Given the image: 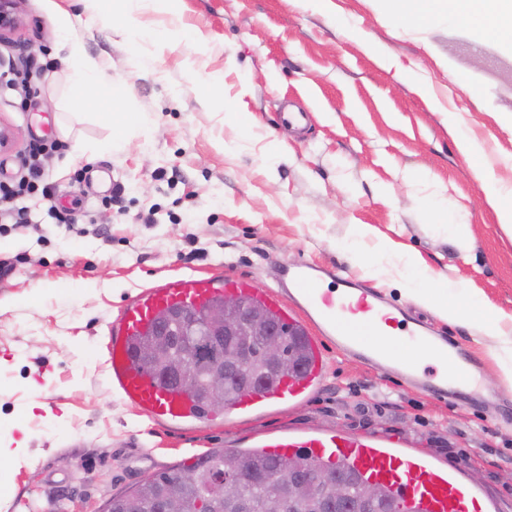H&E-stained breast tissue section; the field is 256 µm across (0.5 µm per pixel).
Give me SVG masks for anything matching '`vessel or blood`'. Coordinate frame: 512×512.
Masks as SVG:
<instances>
[{
    "label": "vessel or blood",
    "instance_id": "obj_1",
    "mask_svg": "<svg viewBox=\"0 0 512 512\" xmlns=\"http://www.w3.org/2000/svg\"><path fill=\"white\" fill-rule=\"evenodd\" d=\"M231 294L262 303L284 323L316 329L307 337L308 359L271 387L244 393L228 405L236 415H248L272 406L308 400L324 378L328 361L324 344L333 341L344 353L377 367H389L426 387L433 395L471 398L477 391L473 360L456 340L437 334L405 310L385 305L373 289L332 271L298 261L284 267L278 291L258 287L253 280L227 275L202 277L184 274L165 280L127 300L112 324L108 369L113 388L122 400L153 421L193 424L201 415L194 398L165 386L140 366L137 342L155 321L174 306L201 308ZM412 346L426 359H441L442 378L428 379L416 365L406 363L403 348ZM266 455L308 454L314 461L355 470L389 489L406 512H491L490 502L463 481L455 466H440L421 454L399 453L378 436L289 432L262 440Z\"/></svg>",
    "mask_w": 512,
    "mask_h": 512
}]
</instances>
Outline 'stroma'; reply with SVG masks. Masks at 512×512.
Masks as SVG:
<instances>
[{"label": "stroma", "instance_id": "stroma-1", "mask_svg": "<svg viewBox=\"0 0 512 512\" xmlns=\"http://www.w3.org/2000/svg\"><path fill=\"white\" fill-rule=\"evenodd\" d=\"M110 11L106 0H24L16 35L0 42V72L17 65L32 76L27 93L0 86V122L18 134L0 151V183L25 175L32 142L64 146L43 162L53 200L27 197L32 227L0 234V512H107L158 472L290 429L372 432L461 464L498 512H512V418L500 415L512 407V238L448 132L449 113H462L497 178L512 183V66L488 71L465 26L402 27L378 0H179L173 15L148 4L140 26H185L196 40H149L140 56ZM66 13L82 22L64 42ZM75 46L105 65L108 87L129 89L148 134H119L69 101L63 60ZM205 82L256 126L225 119L198 93ZM292 105L308 113L305 129L282 125ZM120 136L124 147L111 149ZM275 139L283 147L272 159ZM413 169L429 179L409 180ZM433 198L466 225L470 253L439 229ZM52 206L75 229L55 223ZM357 224L372 229L363 247L376 267L340 254ZM410 254L500 310L497 330L476 334L406 297ZM299 260L346 272L462 342L485 401L440 400L331 344L323 383L295 407L172 426L120 399L107 345L131 296L186 272L269 288Z\"/></svg>", "mask_w": 512, "mask_h": 512}]
</instances>
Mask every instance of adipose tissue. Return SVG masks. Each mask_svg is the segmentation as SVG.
<instances>
[{
  "instance_id": "adipose-tissue-1",
  "label": "adipose tissue",
  "mask_w": 512,
  "mask_h": 512,
  "mask_svg": "<svg viewBox=\"0 0 512 512\" xmlns=\"http://www.w3.org/2000/svg\"><path fill=\"white\" fill-rule=\"evenodd\" d=\"M380 3L385 13L398 23L449 18L471 27L478 38L494 39L501 49L512 52V0H380ZM67 66L71 72L69 97L74 104L93 106L99 117L114 129L146 132L143 115L125 106V90L116 89L107 96L102 94L101 68L86 63L75 50L71 51ZM448 128L460 151L470 158L474 176L501 230L512 237V185L498 179L486 165L480 147L468 137L460 113H449ZM410 290L421 293L429 306L461 325H475L490 332L501 320L500 313L483 302L462 280L434 274L428 276L426 282H414Z\"/></svg>"
}]
</instances>
